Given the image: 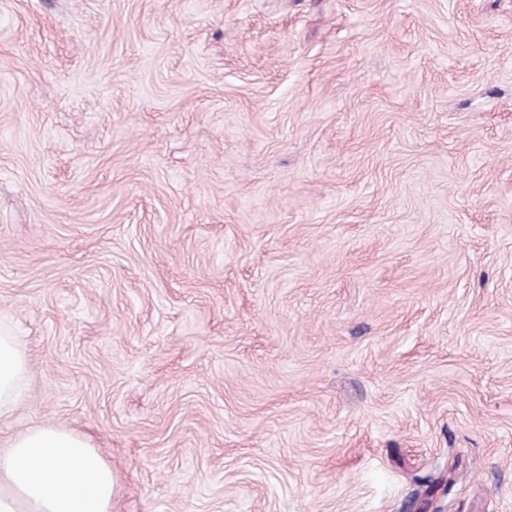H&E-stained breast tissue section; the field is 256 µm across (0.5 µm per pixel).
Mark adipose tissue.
Wrapping results in <instances>:
<instances>
[{
    "mask_svg": "<svg viewBox=\"0 0 512 512\" xmlns=\"http://www.w3.org/2000/svg\"><path fill=\"white\" fill-rule=\"evenodd\" d=\"M27 354L0 329V418L20 401ZM112 467L84 435L38 423L0 442V512H112Z\"/></svg>",
    "mask_w": 512,
    "mask_h": 512,
    "instance_id": "ef3b65f1",
    "label": "adipose tissue"
}]
</instances>
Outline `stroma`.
<instances>
[{
    "label": "stroma",
    "mask_w": 512,
    "mask_h": 512,
    "mask_svg": "<svg viewBox=\"0 0 512 512\" xmlns=\"http://www.w3.org/2000/svg\"><path fill=\"white\" fill-rule=\"evenodd\" d=\"M2 324L112 512H512V0H0Z\"/></svg>",
    "instance_id": "1"
}]
</instances>
